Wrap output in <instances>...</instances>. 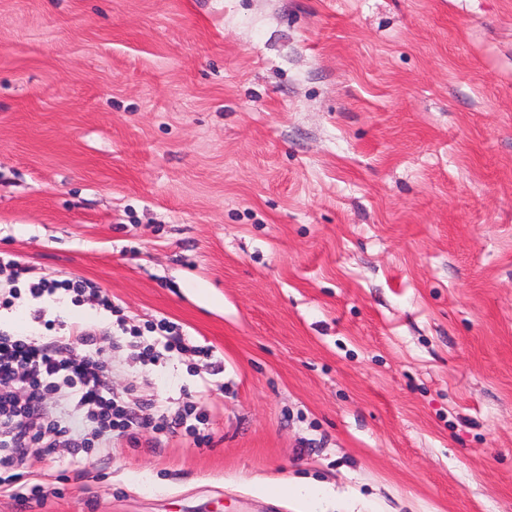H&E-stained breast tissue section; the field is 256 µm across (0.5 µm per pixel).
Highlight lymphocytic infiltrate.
I'll return each mask as SVG.
<instances>
[{
	"mask_svg": "<svg viewBox=\"0 0 512 512\" xmlns=\"http://www.w3.org/2000/svg\"><path fill=\"white\" fill-rule=\"evenodd\" d=\"M38 296L63 292L115 312L108 297L98 287L76 279H38L32 285ZM154 344L143 346L138 353L142 364H155V344L165 351L182 354L191 346L182 329L160 319L149 327ZM97 331L76 325L64 342H46L0 332V490L17 485L23 475L26 450L40 444L56 447L66 441L80 450L105 447L109 434L125 435L133 427H149L165 436L177 428L195 434L190 422L195 413L186 404L175 413L151 414V405L139 403L130 408L117 400L107 385V371L101 358ZM57 400L55 411H48L49 400Z\"/></svg>",
	"mask_w": 512,
	"mask_h": 512,
	"instance_id": "1",
	"label": "lymphocytic infiltrate"
}]
</instances>
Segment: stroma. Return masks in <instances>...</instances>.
<instances>
[{"label":"stroma","mask_w":512,"mask_h":512,"mask_svg":"<svg viewBox=\"0 0 512 512\" xmlns=\"http://www.w3.org/2000/svg\"><path fill=\"white\" fill-rule=\"evenodd\" d=\"M0 330L102 331L198 445L28 450L0 512H512V0H0ZM30 290L38 297L43 295L53 297L58 292H63V294H73L75 301L80 302L81 299H83V301L85 299L91 303H96L111 314L113 312H119V310H117V306L113 305L112 301L108 299V297L101 295V290L98 287L84 280L66 278L62 280L54 279L49 281L40 278L37 282L32 284V288ZM150 333H156L154 344H148L142 347L137 353V357L143 365H154L158 359V355L155 354L154 345L162 344L165 351L168 353L183 354L187 351L195 349V346L189 344L182 329H180L175 323L162 318L156 323L151 324L147 327ZM282 490L284 493L300 499L307 507L308 512H320L317 509L323 496L321 488L306 484H288Z\"/></svg>","instance_id":"1"}]
</instances>
